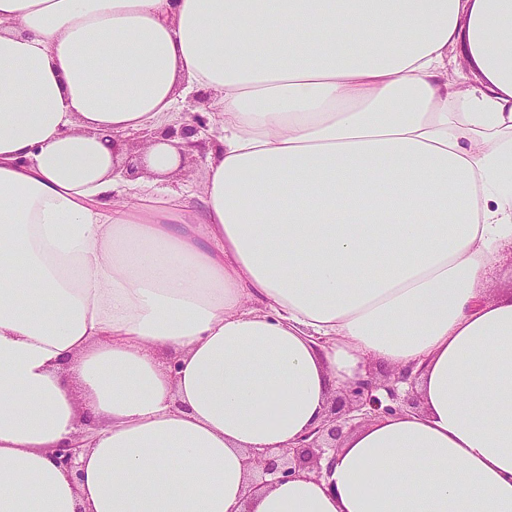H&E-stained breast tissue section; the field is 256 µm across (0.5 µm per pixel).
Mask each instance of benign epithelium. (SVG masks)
Returning a JSON list of instances; mask_svg holds the SVG:
<instances>
[{
  "mask_svg": "<svg viewBox=\"0 0 512 512\" xmlns=\"http://www.w3.org/2000/svg\"><path fill=\"white\" fill-rule=\"evenodd\" d=\"M211 93L199 90L192 95L188 106L184 109L179 126L167 125L153 131L135 132L117 142L137 139H156L158 142L183 140L187 152L182 157L200 150L203 142L196 136L207 130V121L194 111L195 104L204 103ZM411 377L410 370L388 374L382 381H377L373 374L350 382L341 387V395L333 398L328 407L324 423L308 432L301 443L294 448H287L275 455L267 451L248 453V468L259 473L262 484H267L265 477L277 475L280 479H288L301 471L319 469V462L328 452L340 447V440L347 430H353L369 418L380 414H395L406 408L417 406L416 396L411 391L400 392L399 384ZM81 452L80 442L68 444L58 449L56 462L65 470L78 472V455Z\"/></svg>",
  "mask_w": 512,
  "mask_h": 512,
  "instance_id": "7a95c632",
  "label": "benign epithelium"
}]
</instances>
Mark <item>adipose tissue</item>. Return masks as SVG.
I'll return each mask as SVG.
<instances>
[{
    "mask_svg": "<svg viewBox=\"0 0 512 512\" xmlns=\"http://www.w3.org/2000/svg\"><path fill=\"white\" fill-rule=\"evenodd\" d=\"M185 89L193 204L110 142ZM507 245L512 0H0V512H512ZM374 365L419 409L252 487ZM190 94L184 95V102L187 100ZM211 97V93L204 90L196 91L195 94L192 95L191 100L189 101L188 106L183 110L184 113H182V116L180 112L182 111V108L174 113L172 115V119L179 118L181 116L182 122L179 124L178 128L173 125H167L163 128H158L153 131H142V132H135L132 133L129 136L122 138H115L113 140V143L119 142V143H126L130 140H137V139H156L153 140L154 143L156 142H173L175 139H182L184 142L182 143L186 149L187 152L182 153L181 161L186 159L188 155H193L195 151H200L202 148L203 142L199 140H191V138L196 137L200 133L207 131V124L209 126L208 135H207V143L212 140V137L214 135V132H212V115L210 114V110L212 108H216L215 101H209L208 104L204 103L207 102ZM183 102V103H184ZM204 103V104H198L195 108V103ZM195 108V109H194ZM193 109L197 112H194ZM200 112V113H199ZM201 114V115H200ZM205 118H207V121ZM208 117L210 118V123L208 121ZM169 120V121H170ZM157 135V136H156ZM209 139H211L209 141ZM207 143H206V150H205V157L200 158L198 153H194L193 160L186 159L183 164L180 165L179 168H177L175 171H173L170 175L167 176L168 183L170 185L174 186L175 188H182L184 191L188 192L189 194L193 195H199L201 193V190L204 185L205 181V175H206V151H207ZM490 294L498 296L512 290V250L506 247L500 253V259L496 270L491 274L488 284Z\"/></svg>",
    "mask_w": 512,
    "mask_h": 512,
    "instance_id": "obj_1",
    "label": "adipose tissue"
}]
</instances>
